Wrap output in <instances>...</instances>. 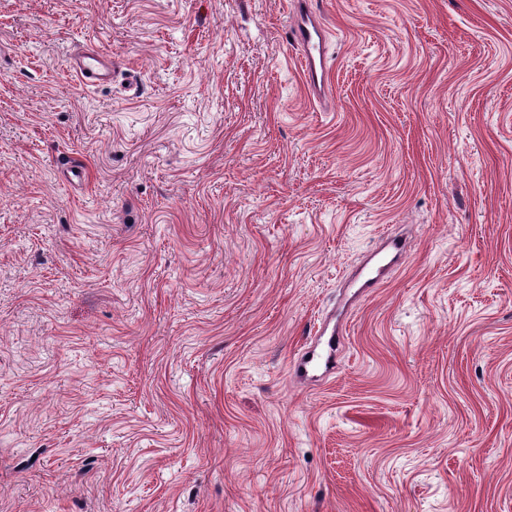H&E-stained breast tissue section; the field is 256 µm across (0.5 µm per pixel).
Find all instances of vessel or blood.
Segmentation results:
<instances>
[{"label": "vessel or blood", "mask_w": 512, "mask_h": 512, "mask_svg": "<svg viewBox=\"0 0 512 512\" xmlns=\"http://www.w3.org/2000/svg\"><path fill=\"white\" fill-rule=\"evenodd\" d=\"M286 38L296 45L301 53V66L306 83L317 94L326 88L325 34L317 14L310 4L299 7L286 29ZM68 67L79 82L86 87L108 81L115 69L108 54L101 51L69 55ZM408 251V242L396 233L388 234L380 251L375 253L351 280V287L359 292H369L388 277L395 263L402 260ZM317 333L322 347L299 354L292 365L297 377L305 378L320 368H331L335 363L336 351L341 343L342 327L328 323L319 326Z\"/></svg>", "instance_id": "1"}]
</instances>
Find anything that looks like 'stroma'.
Here are the masks:
<instances>
[{"label": "stroma", "mask_w": 512, "mask_h": 512, "mask_svg": "<svg viewBox=\"0 0 512 512\" xmlns=\"http://www.w3.org/2000/svg\"><path fill=\"white\" fill-rule=\"evenodd\" d=\"M311 5L0 0V512H512V0ZM297 13L286 29V39L296 45L302 53L301 66L306 83L316 94L320 95L326 88L325 34L317 14L310 2L301 1ZM68 67L86 87L96 86L112 78L115 66L108 54L101 51L70 54ZM408 251V242L397 233L387 234L382 248L375 253L350 281L348 288H358L361 293H368L377 288L388 277L395 263L402 260ZM316 335L320 336L321 349L307 350L299 354L292 365L293 373L299 378H307L310 373L324 367L335 369L336 351L344 335L342 326L331 325L330 322L322 324L317 329Z\"/></svg>", "instance_id": "1"}]
</instances>
